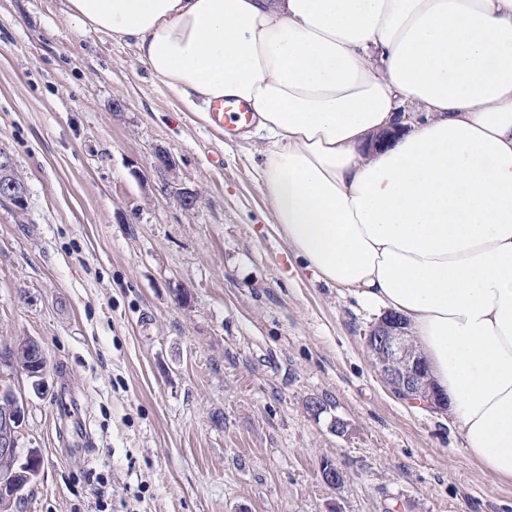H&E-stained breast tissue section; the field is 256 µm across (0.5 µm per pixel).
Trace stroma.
<instances>
[{
    "label": "stroma",
    "instance_id": "obj_1",
    "mask_svg": "<svg viewBox=\"0 0 512 512\" xmlns=\"http://www.w3.org/2000/svg\"><path fill=\"white\" fill-rule=\"evenodd\" d=\"M0 148L28 189L0 200V341L48 362L44 393L6 378L40 460L17 512H512L447 412L380 379L379 310L276 234L250 141L64 0H0Z\"/></svg>",
    "mask_w": 512,
    "mask_h": 512
}]
</instances>
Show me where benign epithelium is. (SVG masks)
<instances>
[{
    "mask_svg": "<svg viewBox=\"0 0 512 512\" xmlns=\"http://www.w3.org/2000/svg\"><path fill=\"white\" fill-rule=\"evenodd\" d=\"M0 197L22 209L26 202L24 184L18 182L12 158L0 148ZM368 357L395 397L412 403L420 400L431 409L448 407L447 397L435 392L422 356L409 342L405 324L394 313L384 314L364 336ZM25 418V405L15 400L12 389L0 384V459L8 468L0 471V487L17 482L19 473L38 463L36 455L21 459L17 438Z\"/></svg>",
    "mask_w": 512,
    "mask_h": 512,
    "instance_id": "benign-epithelium-1",
    "label": "benign epithelium"
}]
</instances>
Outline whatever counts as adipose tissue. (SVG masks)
Wrapping results in <instances>:
<instances>
[{"label": "adipose tissue", "mask_w": 512, "mask_h": 512, "mask_svg": "<svg viewBox=\"0 0 512 512\" xmlns=\"http://www.w3.org/2000/svg\"><path fill=\"white\" fill-rule=\"evenodd\" d=\"M190 112L251 104L275 229L400 315L468 453L512 479V0H66ZM417 113L396 137L405 103Z\"/></svg>", "instance_id": "ef3b65f1"}]
</instances>
